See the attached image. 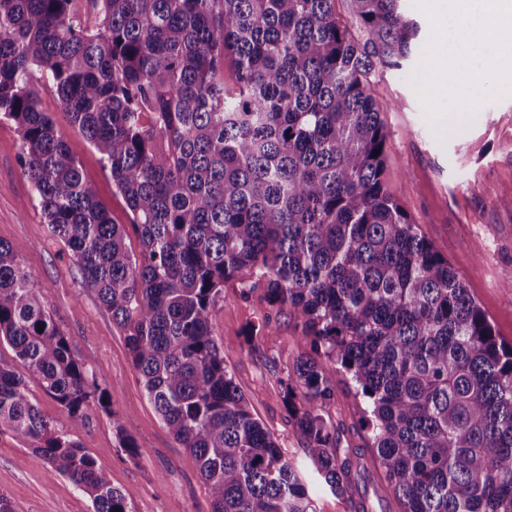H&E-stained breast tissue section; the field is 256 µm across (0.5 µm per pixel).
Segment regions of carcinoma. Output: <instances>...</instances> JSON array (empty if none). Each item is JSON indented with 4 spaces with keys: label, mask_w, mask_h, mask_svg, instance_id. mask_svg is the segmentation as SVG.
<instances>
[{
    "label": "carcinoma",
    "mask_w": 512,
    "mask_h": 512,
    "mask_svg": "<svg viewBox=\"0 0 512 512\" xmlns=\"http://www.w3.org/2000/svg\"><path fill=\"white\" fill-rule=\"evenodd\" d=\"M0 0V120L51 233L127 346L161 421L195 459L212 512H316L297 463L224 366L213 315L224 282L262 285L306 347L281 380L323 484L352 502L361 455L325 407L336 374L364 402L402 512H512V345L392 197L371 78L417 54L404 0ZM233 70L227 80L225 69ZM57 96L123 196L126 247L40 109ZM0 432L42 456L94 512H130L75 438L89 412L135 440L0 242ZM34 378L71 430L40 412Z\"/></svg>",
    "instance_id": "cac0c4a2"
}]
</instances>
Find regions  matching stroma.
<instances>
[{"instance_id": "obj_1", "label": "stroma", "mask_w": 512, "mask_h": 512, "mask_svg": "<svg viewBox=\"0 0 512 512\" xmlns=\"http://www.w3.org/2000/svg\"><path fill=\"white\" fill-rule=\"evenodd\" d=\"M409 73L385 71L371 92L384 108L388 133L387 187L420 232L464 280L489 316L497 336L512 343V301L502 279L512 269V98L491 101L477 115L450 113L427 122ZM40 107L82 166L87 185L113 221L130 224L131 213L98 154L75 127L50 89ZM21 140L0 121V242L32 271L46 311L89 357L96 383L108 391L110 412H91L76 438L113 486L131 490L130 512H211L197 464L162 423L133 367L126 332L101 307L97 294L50 232L36 193L20 166ZM214 336L224 365L250 400L252 411L299 463L317 512H352L322 483L289 421L281 385L302 347L293 321L276 314L263 288L224 285L216 306ZM124 417L140 454L120 448L111 411ZM340 445L364 449L353 475L354 502L366 512H401L383 471L370 453V430L360 400L344 384L328 408ZM0 495L12 512H93L91 500L43 457L0 432Z\"/></svg>"}]
</instances>
